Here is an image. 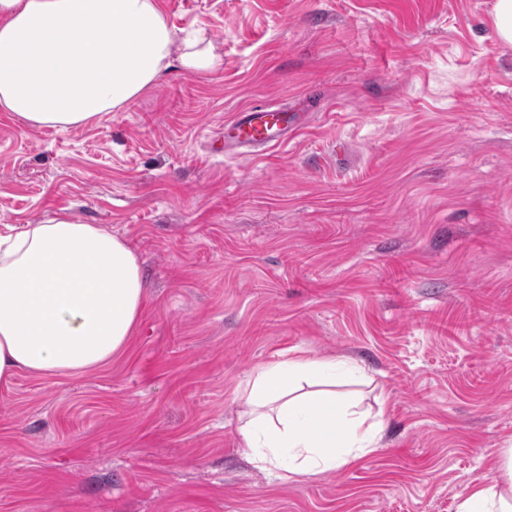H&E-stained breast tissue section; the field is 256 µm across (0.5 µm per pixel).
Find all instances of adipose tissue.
I'll use <instances>...</instances> for the list:
<instances>
[{
    "mask_svg": "<svg viewBox=\"0 0 512 512\" xmlns=\"http://www.w3.org/2000/svg\"><path fill=\"white\" fill-rule=\"evenodd\" d=\"M205 23L171 25L158 0H0V112L35 127L82 128L126 110L168 72L223 60ZM146 282L128 242L97 224L53 220L0 231V379L83 374L122 356ZM350 360L293 357L258 368L238 397L246 459L274 478L312 477L371 453L380 415L336 398ZM457 512H512V448L474 478Z\"/></svg>",
    "mask_w": 512,
    "mask_h": 512,
    "instance_id": "ef3b65f1",
    "label": "adipose tissue"
}]
</instances>
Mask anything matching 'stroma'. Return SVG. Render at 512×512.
I'll return each mask as SVG.
<instances>
[{
    "label": "stroma",
    "mask_w": 512,
    "mask_h": 512,
    "mask_svg": "<svg viewBox=\"0 0 512 512\" xmlns=\"http://www.w3.org/2000/svg\"><path fill=\"white\" fill-rule=\"evenodd\" d=\"M494 0H160L224 63L98 124L0 112V229L124 236L148 298L127 353L0 386V512H456L512 443V45ZM314 118L248 160L234 112ZM362 364L378 447L281 481L235 395L294 355Z\"/></svg>",
    "instance_id": "1"
}]
</instances>
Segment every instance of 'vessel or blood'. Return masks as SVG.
Here are the masks:
<instances>
[{"label":"vessel or blood","mask_w":512,"mask_h":512,"mask_svg":"<svg viewBox=\"0 0 512 512\" xmlns=\"http://www.w3.org/2000/svg\"><path fill=\"white\" fill-rule=\"evenodd\" d=\"M301 114L277 106L251 107L235 113L224 125V152L240 159L257 150L287 143L305 128Z\"/></svg>","instance_id":"obj_1"}]
</instances>
